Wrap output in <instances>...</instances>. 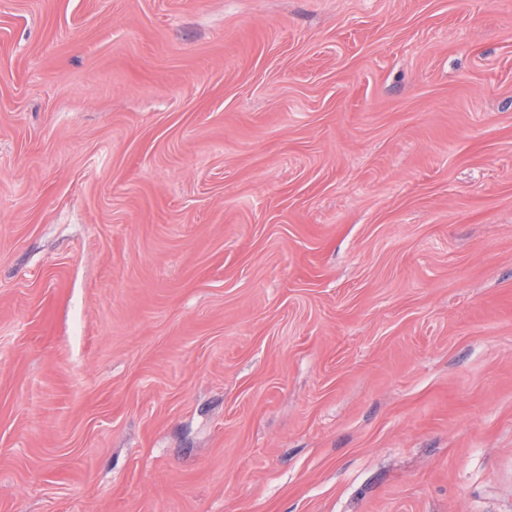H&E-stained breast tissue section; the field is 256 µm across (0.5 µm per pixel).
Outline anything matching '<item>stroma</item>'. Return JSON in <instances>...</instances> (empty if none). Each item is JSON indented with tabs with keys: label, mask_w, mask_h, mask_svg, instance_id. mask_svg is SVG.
<instances>
[{
	"label": "stroma",
	"mask_w": 512,
	"mask_h": 512,
	"mask_svg": "<svg viewBox=\"0 0 512 512\" xmlns=\"http://www.w3.org/2000/svg\"><path fill=\"white\" fill-rule=\"evenodd\" d=\"M0 512H512V0H0Z\"/></svg>",
	"instance_id": "stroma-1"
}]
</instances>
